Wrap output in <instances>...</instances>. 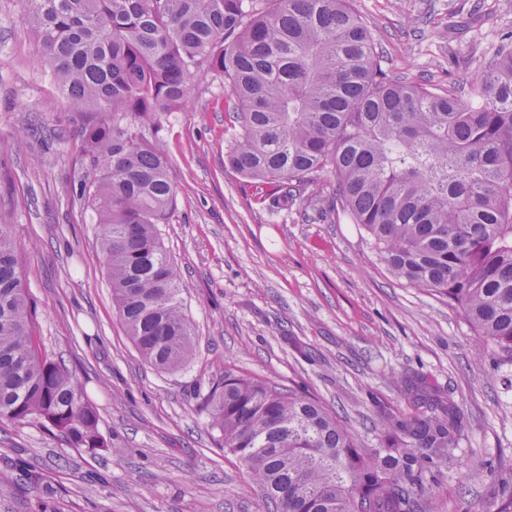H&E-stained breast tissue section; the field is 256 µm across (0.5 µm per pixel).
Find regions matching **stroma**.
Returning <instances> with one entry per match:
<instances>
[{"label": "stroma", "instance_id": "obj_1", "mask_svg": "<svg viewBox=\"0 0 512 512\" xmlns=\"http://www.w3.org/2000/svg\"><path fill=\"white\" fill-rule=\"evenodd\" d=\"M391 77L467 87L505 35L512 0H355ZM0 0V224L20 247L36 334L100 415L104 448H74L0 422V512H264L259 487L224 453L199 403L225 368L316 397L377 442L373 401L405 409V380L458 407L461 443L431 493L439 512H496L490 468L512 469V366L477 360L462 313L396 279L371 238L321 202L268 209L266 185L224 160L235 131L222 78L164 113L176 208L161 225L195 334L190 362L147 364L112 302L93 213L74 191L82 120L69 110L22 20Z\"/></svg>", "mask_w": 512, "mask_h": 512}]
</instances>
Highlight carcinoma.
<instances>
[{"label":"carcinoma","mask_w":512,"mask_h":512,"mask_svg":"<svg viewBox=\"0 0 512 512\" xmlns=\"http://www.w3.org/2000/svg\"><path fill=\"white\" fill-rule=\"evenodd\" d=\"M44 62L83 119L79 196L94 214L117 316L139 354L181 370L195 343L181 277L161 240L175 189L146 136L185 104L192 77L224 78L239 129L226 161L272 188L268 206L331 179L390 273L448 299L512 364V34L462 93L394 79L354 0H25ZM9 225L0 224V420L75 448H104L95 408L39 347ZM409 410L375 405L369 448L319 400L224 369L201 398L224 450L267 512H433L419 506L449 461L456 404L422 382ZM497 512L512 472L490 471Z\"/></svg>","instance_id":"carcinoma-1"}]
</instances>
